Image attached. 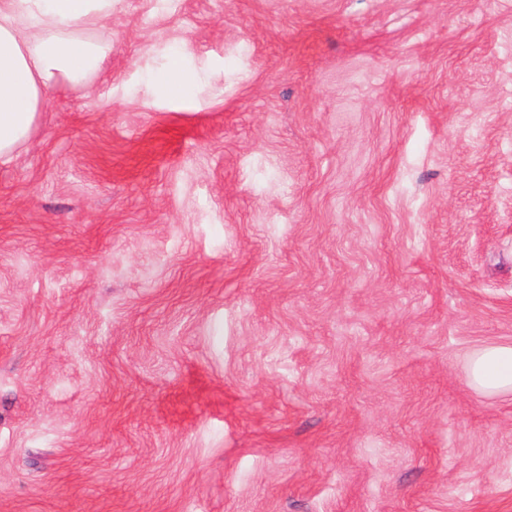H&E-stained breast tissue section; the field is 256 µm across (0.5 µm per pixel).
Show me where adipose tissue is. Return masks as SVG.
Listing matches in <instances>:
<instances>
[{"mask_svg":"<svg viewBox=\"0 0 512 512\" xmlns=\"http://www.w3.org/2000/svg\"><path fill=\"white\" fill-rule=\"evenodd\" d=\"M113 0H0V159L28 142L48 92L83 86L111 50L88 34ZM468 379L489 395L512 393V344L469 359Z\"/></svg>","mask_w":512,"mask_h":512,"instance_id":"obj_1","label":"adipose tissue"}]
</instances>
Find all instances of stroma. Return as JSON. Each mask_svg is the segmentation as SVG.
Masks as SVG:
<instances>
[{
    "label": "stroma",
    "instance_id": "1",
    "mask_svg": "<svg viewBox=\"0 0 512 512\" xmlns=\"http://www.w3.org/2000/svg\"><path fill=\"white\" fill-rule=\"evenodd\" d=\"M90 35L0 162V512H512V0ZM468 379L488 395L512 393V344L486 346L474 352Z\"/></svg>",
    "mask_w": 512,
    "mask_h": 512
}]
</instances>
